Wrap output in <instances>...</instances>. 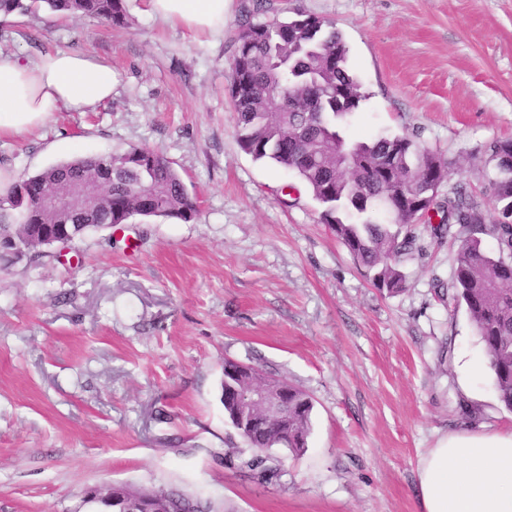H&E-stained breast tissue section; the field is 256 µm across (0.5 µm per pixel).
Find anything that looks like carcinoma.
<instances>
[{"label": "carcinoma", "mask_w": 512, "mask_h": 512, "mask_svg": "<svg viewBox=\"0 0 512 512\" xmlns=\"http://www.w3.org/2000/svg\"><path fill=\"white\" fill-rule=\"evenodd\" d=\"M120 26L123 0H0V13L27 14L38 8ZM239 146L256 160H270L294 172L322 206L320 220L349 250L374 287L388 294L407 285L404 261L423 252L414 226L415 212L397 192L419 199L438 193L429 179L444 182L448 163L407 137L347 139L340 122L363 98L361 84L348 68V47L336 27L298 10L285 20H246L235 37L228 74ZM498 177L492 200L499 210L485 223L482 204L463 189L432 200L437 224L424 228L437 239L459 240L453 288L484 345L499 403L512 410V141L490 147ZM65 177L101 184L103 206L70 219L73 224H125L133 215L190 222L197 200L162 154L133 147L120 155L77 157L50 166L29 178L24 199L17 183L0 194V249L20 256L40 243L26 224H56L43 210L42 198L56 191ZM496 241L497 255L482 247V236ZM264 381L288 390V450L307 448L313 403L304 391L257 371L243 381ZM224 416L243 443L254 449L241 466L260 482L277 472L265 466L260 451L274 448L280 428L276 418L243 430L234 407L224 403Z\"/></svg>", "instance_id": "cac0c4a2"}]
</instances>
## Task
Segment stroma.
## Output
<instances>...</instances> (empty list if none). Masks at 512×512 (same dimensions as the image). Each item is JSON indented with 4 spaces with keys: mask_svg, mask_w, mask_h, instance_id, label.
<instances>
[{
    "mask_svg": "<svg viewBox=\"0 0 512 512\" xmlns=\"http://www.w3.org/2000/svg\"><path fill=\"white\" fill-rule=\"evenodd\" d=\"M335 23L362 85L355 139L406 136L498 219L493 143L512 139V0H229L220 35L126 0L114 27L42 10L0 16V53L91 52L111 101L0 137L27 178L78 155L162 153L195 221L145 220L0 257V512H88L94 487L164 488L210 512H420L417 465L445 434L512 427L464 306L455 248L416 224L407 288H375L293 173L239 146L227 74L239 22ZM312 399L308 446L264 450L251 479L224 418V362Z\"/></svg>",
    "mask_w": 512,
    "mask_h": 512,
    "instance_id": "stroma-1",
    "label": "stroma"
}]
</instances>
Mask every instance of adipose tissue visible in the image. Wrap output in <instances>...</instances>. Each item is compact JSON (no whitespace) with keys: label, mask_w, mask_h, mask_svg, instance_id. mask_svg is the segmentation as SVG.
I'll list each match as a JSON object with an SVG mask.
<instances>
[{"label":"adipose tissue","mask_w":512,"mask_h":512,"mask_svg":"<svg viewBox=\"0 0 512 512\" xmlns=\"http://www.w3.org/2000/svg\"><path fill=\"white\" fill-rule=\"evenodd\" d=\"M228 0H149L151 14L196 33L224 27ZM110 64L89 52L0 55V136L42 126L63 109L83 112L112 97ZM422 512H512V430L446 435L418 462Z\"/></svg>","instance_id":"adipose-tissue-1"}]
</instances>
